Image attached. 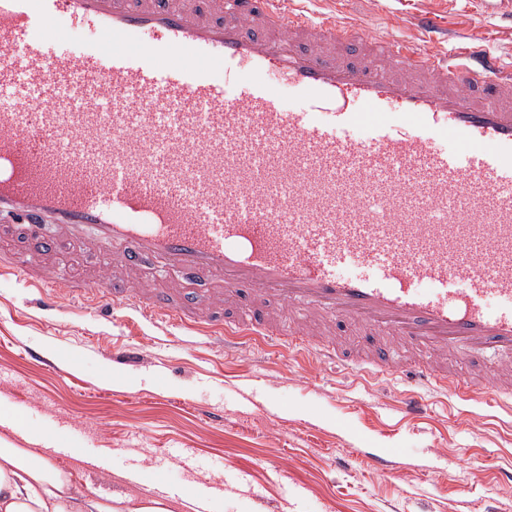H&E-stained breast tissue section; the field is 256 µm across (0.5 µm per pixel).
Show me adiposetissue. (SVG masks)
<instances>
[{
    "label": "adipose tissue",
    "mask_w": 512,
    "mask_h": 512,
    "mask_svg": "<svg viewBox=\"0 0 512 512\" xmlns=\"http://www.w3.org/2000/svg\"><path fill=\"white\" fill-rule=\"evenodd\" d=\"M40 437L30 432L26 448L0 437V512H168L157 499L131 507L123 498L79 491L72 472L33 452Z\"/></svg>",
    "instance_id": "adipose-tissue-1"
}]
</instances>
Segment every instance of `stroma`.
<instances>
[{
	"label": "stroma",
	"instance_id": "stroma-1",
	"mask_svg": "<svg viewBox=\"0 0 512 512\" xmlns=\"http://www.w3.org/2000/svg\"><path fill=\"white\" fill-rule=\"evenodd\" d=\"M306 15L356 18L419 43L431 13L445 50L477 35L512 61V0H300ZM34 349L41 362L30 361ZM400 375L370 379L263 343L206 337L116 311L54 308L0 277V417L58 437L49 457L80 485L145 498L155 483L184 512L188 487L216 512H512V410L424 389L403 418ZM223 412L211 424L206 410Z\"/></svg>",
	"mask_w": 512,
	"mask_h": 512
}]
</instances>
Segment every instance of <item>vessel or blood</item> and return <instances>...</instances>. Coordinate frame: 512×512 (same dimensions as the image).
I'll list each match as a JSON object with an SVG mask.
<instances>
[{
    "instance_id": "1",
    "label": "vessel or blood",
    "mask_w": 512,
    "mask_h": 512,
    "mask_svg": "<svg viewBox=\"0 0 512 512\" xmlns=\"http://www.w3.org/2000/svg\"><path fill=\"white\" fill-rule=\"evenodd\" d=\"M283 4L0 0V276L52 305L56 239L108 247L82 309L512 399L447 362L512 353V65Z\"/></svg>"
}]
</instances>
